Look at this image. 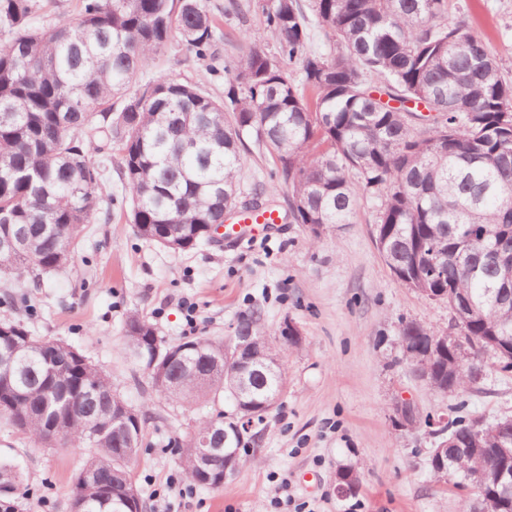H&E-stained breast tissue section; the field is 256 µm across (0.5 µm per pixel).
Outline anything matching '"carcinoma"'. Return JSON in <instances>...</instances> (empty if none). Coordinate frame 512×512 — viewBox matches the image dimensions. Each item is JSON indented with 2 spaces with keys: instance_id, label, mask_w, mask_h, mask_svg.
I'll return each instance as SVG.
<instances>
[{
  "instance_id": "1",
  "label": "carcinoma",
  "mask_w": 512,
  "mask_h": 512,
  "mask_svg": "<svg viewBox=\"0 0 512 512\" xmlns=\"http://www.w3.org/2000/svg\"><path fill=\"white\" fill-rule=\"evenodd\" d=\"M276 42L269 54L249 46L233 66L224 98L158 75L139 93L129 84L175 36L199 60L212 57L213 19L204 0H82L73 20L35 28L36 0H0V233L27 240L20 254L0 253V274L40 281L66 270L83 226L94 223L100 165L88 137H105L120 156L128 219L139 236L171 250L208 241L207 227L237 208L243 134L273 156L288 187L294 224H348L361 191L380 199L375 242L394 278L422 298L455 303L465 355L434 348L438 334L416 321L399 336L407 360L425 358L428 386L454 395L482 368L488 339L512 342V292L501 288L497 255L512 253V83L482 33L450 12L448 0H312L328 54L310 53L290 71L308 38L300 0H261ZM399 103L395 107L391 102ZM424 105L428 114L418 113ZM251 311L238 332L265 364L253 376L260 394L278 392L282 364ZM129 351L149 367L153 351H182L156 371L153 384L184 404L202 396L232 399L211 356L224 340L174 344L133 314L124 327ZM21 346L12 385L20 396L3 415L34 443L54 426L61 446L96 449L83 470L94 477L84 512H117L133 487L122 461L137 455L143 415L127 407L126 430L97 431L112 419V382L68 344L33 336L18 320L0 324V350ZM63 367L44 368L46 353ZM465 447L496 448L512 432L462 420L440 428ZM193 435L181 461L193 471ZM441 480L481 471L512 512V489L495 486L512 469L489 453L429 462Z\"/></svg>"
}]
</instances>
